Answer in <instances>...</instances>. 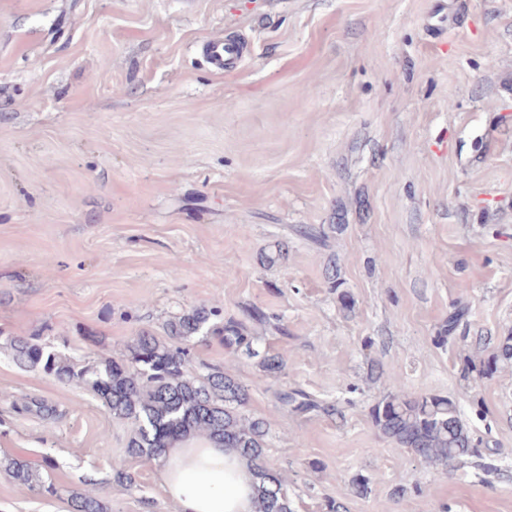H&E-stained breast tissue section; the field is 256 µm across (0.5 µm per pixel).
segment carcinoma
<instances>
[{"label":"carcinoma","instance_id":"obj_1","mask_svg":"<svg viewBox=\"0 0 512 512\" xmlns=\"http://www.w3.org/2000/svg\"><path fill=\"white\" fill-rule=\"evenodd\" d=\"M163 330L168 340L143 331L128 346L126 359L108 361L101 369L86 367L74 357L63 358L28 338L10 336L7 345L19 365L40 367L65 384H87L112 418L131 422L134 429L126 456H160L188 437L235 448L252 476V512H295L288 484L266 460L269 424L245 413L248 390L232 374L218 366L193 365L190 342L198 336H217L224 350L260 358L259 367L267 374L282 372L285 357L260 352L258 338L247 324L224 317L216 306L200 305L178 313ZM391 385L392 391L369 409L372 425L384 438L438 473L478 453L455 400L408 394L396 379ZM277 399L296 414L331 412V406L301 389L281 390ZM4 467L16 482L55 493L49 475L28 459L11 458ZM70 512H107L95 480H87V489L71 498Z\"/></svg>","mask_w":512,"mask_h":512}]
</instances>
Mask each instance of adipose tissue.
Here are the masks:
<instances>
[{"label":"adipose tissue","instance_id":"adipose-tissue-1","mask_svg":"<svg viewBox=\"0 0 512 512\" xmlns=\"http://www.w3.org/2000/svg\"><path fill=\"white\" fill-rule=\"evenodd\" d=\"M161 485L176 512H252V478L239 454L193 438L166 450Z\"/></svg>","mask_w":512,"mask_h":512}]
</instances>
